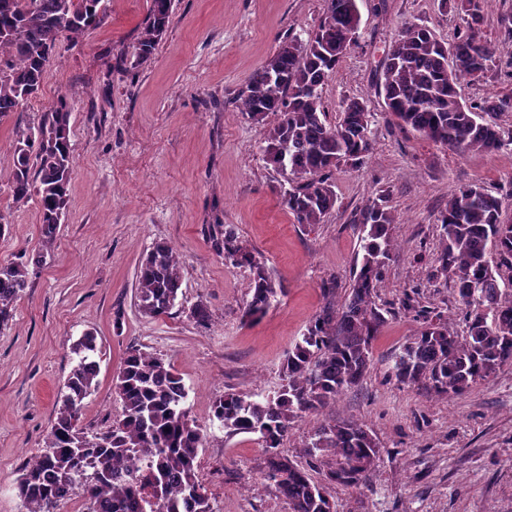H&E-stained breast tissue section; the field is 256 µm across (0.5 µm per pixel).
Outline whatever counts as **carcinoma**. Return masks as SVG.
Instances as JSON below:
<instances>
[{
	"instance_id": "obj_1",
	"label": "carcinoma",
	"mask_w": 512,
	"mask_h": 512,
	"mask_svg": "<svg viewBox=\"0 0 512 512\" xmlns=\"http://www.w3.org/2000/svg\"><path fill=\"white\" fill-rule=\"evenodd\" d=\"M483 2L440 0L441 10L462 20L446 44L422 24L391 41L374 74L389 123L451 150L494 153L512 145L495 122L498 114L512 112V96L467 103L456 90L461 79L497 67L495 45L481 30ZM171 8L172 0H151L135 63L154 54ZM106 18L105 0H0V118L39 93L62 33L77 37ZM360 22L357 0H324L312 35L305 41L285 37L239 93L248 119L259 124L269 113L279 114L267 133L265 160L288 184L282 202L297 224L322 223L336 206V169L363 162L373 150L368 100H344L332 119L322 99L325 81L357 42ZM71 110L67 97L58 98L13 148L12 197L17 204L39 197L41 240L35 254L0 263V328L14 317L30 268H39L55 248L71 179ZM438 222L443 245L436 273L453 283L466 334L455 335L440 312L407 299L421 331L396 354L390 378L425 384L437 394H461L512 363V305L503 304L489 262L494 251L512 267V222L503 219L502 200L480 184L448 197ZM351 223L362 226L361 254L347 297L336 304V279L323 283L324 304L288 351L279 390L263 397L228 393L212 406V420L227 434L259 435L267 454L261 476L288 503V512H332L323 487L278 448L295 419L334 404L366 375L372 342L386 323L376 297L396 223L388 195L356 210ZM222 251L226 262L250 269L252 297L244 316L260 319L277 295L265 262L230 231L224 232ZM181 285L178 253L166 243L154 244L136 274L138 309L150 316L170 313ZM73 353L43 450L16 481L22 512H57L75 497L89 501L88 512H213L199 472L204 435L185 406L188 391L171 362L130 348L114 384L121 415L94 432L82 427L81 418L82 401L98 385L97 337L84 334ZM306 455L325 461L326 481L357 487L370 479L380 450L364 426L333 421L317 430Z\"/></svg>"
}]
</instances>
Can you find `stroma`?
<instances>
[{
  "mask_svg": "<svg viewBox=\"0 0 512 512\" xmlns=\"http://www.w3.org/2000/svg\"><path fill=\"white\" fill-rule=\"evenodd\" d=\"M359 37L322 97L329 111L346 98L368 99L372 154L335 174L337 202L323 223L294 222L276 191L283 178L266 164L267 131L242 115L238 94L286 36L307 38L322 0H174L172 21L152 58L133 47L150 0H110L105 24L62 35L36 98L0 119V262L38 250V197L13 200L12 146L37 126L58 96L74 105L72 174L56 247L0 329V512H21L14 484L44 445L55 401L71 370L73 343L94 332L98 386L84 401L82 424L109 425L121 412L113 390L129 348L170 360L188 390L187 404L206 443L200 474L213 512H288L260 478L266 458L257 435L226 434L211 422L227 393L270 395L282 383L285 355L322 305V283L348 287L360 249L350 216L387 193L398 222L378 301L389 310L372 343L364 378L335 404L292 423L281 451L305 466V446L328 421L351 420L378 440L380 460L358 488L324 491L334 512H512V365L460 395L389 380L393 356L420 324L404 310L405 293L440 310L464 334L451 284L435 276L442 231L436 218L448 197L472 183L503 195L512 219V150L454 152L388 125L373 70L402 27L425 24L442 37L459 25L438 0H357ZM482 28L499 68L461 80L460 98L512 93V0H487ZM233 232L266 264L278 295L257 322L243 312L250 271L226 264L217 237ZM174 247L183 262L170 314H142L135 273L153 244ZM211 317L197 325V302Z\"/></svg>",
  "mask_w": 512,
  "mask_h": 512,
  "instance_id": "35a3bbf8",
  "label": "stroma"
}]
</instances>
